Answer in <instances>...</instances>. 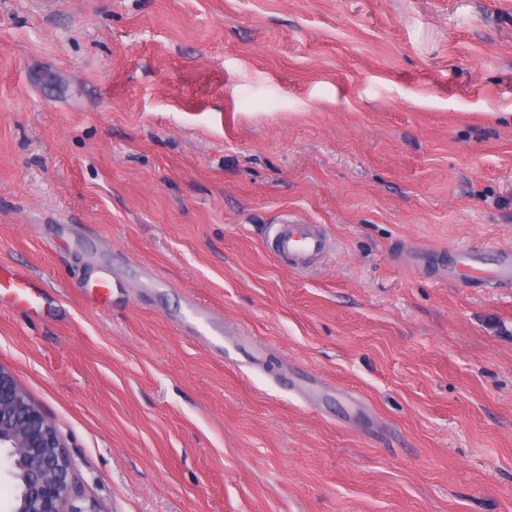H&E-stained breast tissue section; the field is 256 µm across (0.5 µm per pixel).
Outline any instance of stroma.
I'll use <instances>...</instances> for the list:
<instances>
[{
    "label": "stroma",
    "mask_w": 512,
    "mask_h": 512,
    "mask_svg": "<svg viewBox=\"0 0 512 512\" xmlns=\"http://www.w3.org/2000/svg\"><path fill=\"white\" fill-rule=\"evenodd\" d=\"M471 246L512 248V0H0V263L43 286L0 367L99 512H512ZM266 245L279 261L301 268L324 256L328 239L318 224L287 219L269 226Z\"/></svg>",
    "instance_id": "1"
}]
</instances>
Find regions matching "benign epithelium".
<instances>
[{
  "label": "benign epithelium",
  "mask_w": 512,
  "mask_h": 512,
  "mask_svg": "<svg viewBox=\"0 0 512 512\" xmlns=\"http://www.w3.org/2000/svg\"><path fill=\"white\" fill-rule=\"evenodd\" d=\"M6 473L21 478L23 491L14 512H98L94 503H71L72 462L54 424L0 367V449Z\"/></svg>",
  "instance_id": "1"
}]
</instances>
